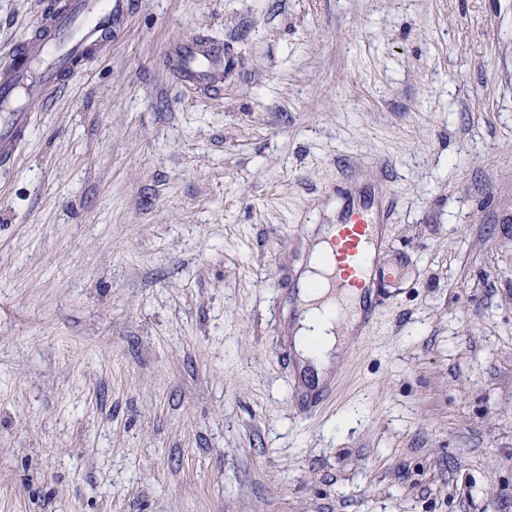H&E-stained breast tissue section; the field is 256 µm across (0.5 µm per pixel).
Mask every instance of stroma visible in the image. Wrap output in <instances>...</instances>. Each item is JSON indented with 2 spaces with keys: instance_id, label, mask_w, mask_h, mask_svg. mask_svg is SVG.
Instances as JSON below:
<instances>
[{
  "instance_id": "35a3bbf8",
  "label": "stroma",
  "mask_w": 512,
  "mask_h": 512,
  "mask_svg": "<svg viewBox=\"0 0 512 512\" xmlns=\"http://www.w3.org/2000/svg\"><path fill=\"white\" fill-rule=\"evenodd\" d=\"M134 2L0 169V512H512V0ZM346 177L408 274L307 418L281 282ZM163 65L179 82L216 92L224 82V45L204 33H194L168 44Z\"/></svg>"
}]
</instances>
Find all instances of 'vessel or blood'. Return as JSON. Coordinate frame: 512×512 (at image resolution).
Listing matches in <instances>:
<instances>
[{"mask_svg":"<svg viewBox=\"0 0 512 512\" xmlns=\"http://www.w3.org/2000/svg\"><path fill=\"white\" fill-rule=\"evenodd\" d=\"M131 7L132 0H50L30 36L0 64V103L6 106L0 113V168L14 163L34 113L123 30ZM162 62L184 84L215 92L224 82V47L204 33L168 44ZM332 229L320 274L338 304L358 300L356 333L365 336L388 299L385 281L404 275L402 266L384 260L395 235L387 190L367 186L344 197ZM293 397L299 412L313 415L330 392L299 379Z\"/></svg>","mask_w":512,"mask_h":512,"instance_id":"1","label":"vessel or blood"}]
</instances>
